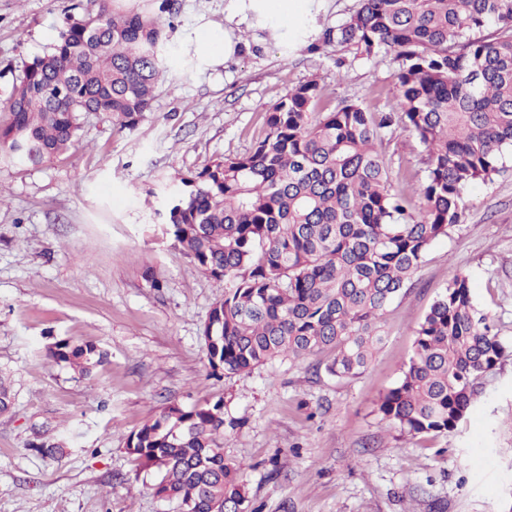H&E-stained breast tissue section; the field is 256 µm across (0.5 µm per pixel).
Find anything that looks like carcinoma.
<instances>
[{"label": "carcinoma", "instance_id": "obj_1", "mask_svg": "<svg viewBox=\"0 0 512 512\" xmlns=\"http://www.w3.org/2000/svg\"><path fill=\"white\" fill-rule=\"evenodd\" d=\"M92 2L25 66L0 120V164L36 166L68 151L84 114L132 130L150 110L168 71L174 0L149 10ZM489 26L496 34L479 36ZM321 42L367 58L395 51L399 111L356 102L328 111L312 79L265 113L267 132L249 151L163 187L157 239L224 282V300L202 329L215 371L329 351L328 375L359 376L384 341L390 304L411 288L432 243L463 223L464 189L492 180L512 148V0H359ZM395 126L428 153L418 209L394 189L381 158L382 133ZM47 357L86 377L105 361L96 344L69 340ZM505 357L468 278L454 272L377 410L402 435L451 433ZM235 427L222 397L188 409L174 403L126 447L141 467L162 472L155 494L182 512H256L224 458V431Z\"/></svg>", "mask_w": 512, "mask_h": 512}]
</instances>
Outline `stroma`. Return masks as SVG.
Listing matches in <instances>:
<instances>
[{
	"instance_id": "obj_1",
	"label": "stroma",
	"mask_w": 512,
	"mask_h": 512,
	"mask_svg": "<svg viewBox=\"0 0 512 512\" xmlns=\"http://www.w3.org/2000/svg\"><path fill=\"white\" fill-rule=\"evenodd\" d=\"M75 3L90 6L0 0V108L25 65L58 41ZM230 4L178 0L169 43L182 57L135 129L87 114L79 150L37 167L0 166V373L14 393L0 415V512H180L155 495L157 471L137 465L126 439L170 404L219 397L237 423L224 434V456L240 466L257 512H512V356L448 435L403 437L377 412L451 271L468 276L475 303L512 348L511 149L493 181L466 189L463 223L430 247L414 287L390 305L384 342L361 375L318 371L323 353L212 372L202 328L224 284L154 239L161 184L247 152L265 133L264 113L313 78L326 108L398 109L394 52L308 49L358 0H312L302 46L290 54L283 46L295 20L243 22ZM209 22L240 44L215 68L190 53ZM382 154L394 187L414 193L424 146L395 128ZM62 339L96 343L104 364L84 377L51 362L46 349ZM45 428L66 439L62 453L35 451Z\"/></svg>"
}]
</instances>
